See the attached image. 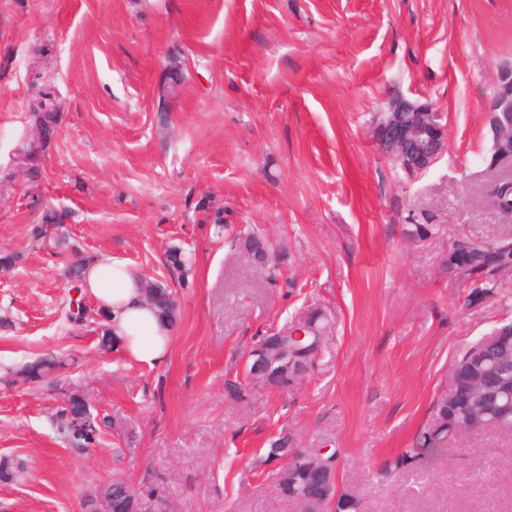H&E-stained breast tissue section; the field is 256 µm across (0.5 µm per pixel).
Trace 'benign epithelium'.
Wrapping results in <instances>:
<instances>
[{"label":"benign epithelium","instance_id":"benign-epithelium-1","mask_svg":"<svg viewBox=\"0 0 512 512\" xmlns=\"http://www.w3.org/2000/svg\"><path fill=\"white\" fill-rule=\"evenodd\" d=\"M492 119L489 129L497 165L512 168V62L498 69L496 91L487 104ZM378 150L397 168L407 174L429 170L447 149L448 124L444 114L431 104H419L402 95L388 100L374 126ZM499 336H485V355L492 365L482 373L472 374L453 364L444 384L445 398L469 404L459 431L470 433L474 425L489 418L512 417V358L498 344ZM251 366L247 385L266 386L269 367L264 363L262 347L252 349L247 358ZM283 465L276 474L277 484L288 483L290 498L298 504V512H316L307 495L309 477L313 474L336 473V460H326L323 454H311L298 448L285 449Z\"/></svg>","mask_w":512,"mask_h":512}]
</instances>
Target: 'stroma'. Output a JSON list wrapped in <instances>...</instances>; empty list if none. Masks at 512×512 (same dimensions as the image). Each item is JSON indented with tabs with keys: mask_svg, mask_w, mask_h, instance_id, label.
<instances>
[{
	"mask_svg": "<svg viewBox=\"0 0 512 512\" xmlns=\"http://www.w3.org/2000/svg\"><path fill=\"white\" fill-rule=\"evenodd\" d=\"M512 60V0H0V512H83L121 477L159 512H297L272 443L339 450L337 488L360 512H512V436L449 440L426 478L380 470L419 429L455 355L512 319V298L472 295L444 266L457 232L512 235L481 162L485 105ZM57 104L37 137L31 106ZM397 94L448 123L428 171L396 169L373 123ZM32 149L36 179L18 158ZM60 215L65 249L31 234ZM223 232H216V220ZM442 236L408 237L411 220ZM279 245L271 279L233 243ZM192 253L188 275L166 262ZM111 256L177 300L169 360L102 353L91 298L71 315L73 256ZM325 351L288 390L230 391L254 340L310 309ZM55 351L66 388L108 418L78 451L52 419L49 383L5 384Z\"/></svg>",
	"mask_w": 512,
	"mask_h": 512,
	"instance_id": "stroma-1",
	"label": "stroma"
}]
</instances>
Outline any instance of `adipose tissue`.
<instances>
[{"label": "adipose tissue", "instance_id": "1", "mask_svg": "<svg viewBox=\"0 0 512 512\" xmlns=\"http://www.w3.org/2000/svg\"><path fill=\"white\" fill-rule=\"evenodd\" d=\"M80 285L104 313L106 331L128 361L150 368L168 361L173 327L146 302L138 269L111 257L90 260L83 265Z\"/></svg>", "mask_w": 512, "mask_h": 512}]
</instances>
